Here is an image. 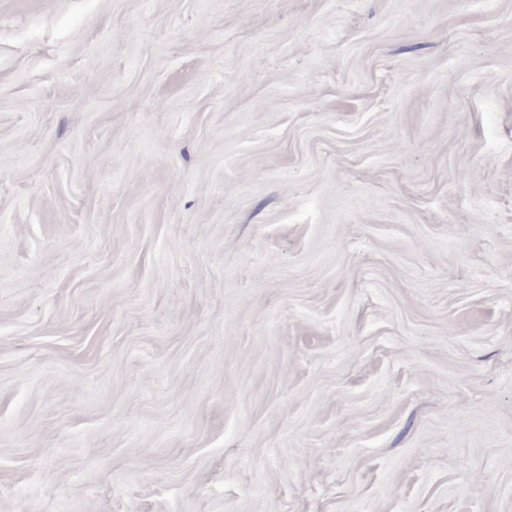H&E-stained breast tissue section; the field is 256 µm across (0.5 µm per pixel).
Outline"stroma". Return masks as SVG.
I'll return each instance as SVG.
<instances>
[{
  "label": "stroma",
  "instance_id": "stroma-1",
  "mask_svg": "<svg viewBox=\"0 0 512 512\" xmlns=\"http://www.w3.org/2000/svg\"><path fill=\"white\" fill-rule=\"evenodd\" d=\"M0 512H512V0H0Z\"/></svg>",
  "mask_w": 512,
  "mask_h": 512
}]
</instances>
